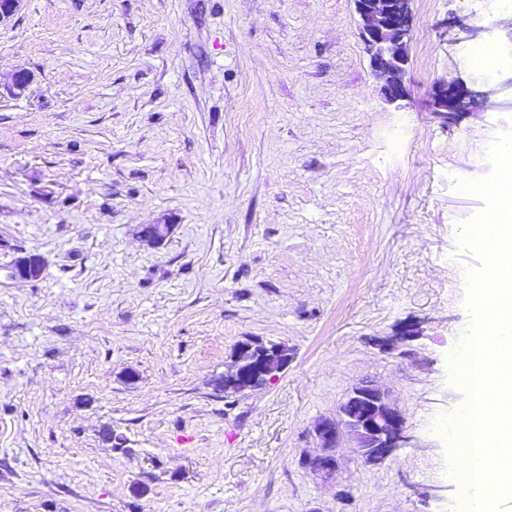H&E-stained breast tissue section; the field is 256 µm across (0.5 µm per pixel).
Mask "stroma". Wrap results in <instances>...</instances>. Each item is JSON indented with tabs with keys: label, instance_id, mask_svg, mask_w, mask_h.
Instances as JSON below:
<instances>
[{
	"label": "stroma",
	"instance_id": "1",
	"mask_svg": "<svg viewBox=\"0 0 512 512\" xmlns=\"http://www.w3.org/2000/svg\"><path fill=\"white\" fill-rule=\"evenodd\" d=\"M510 19L415 0L391 104L352 0H21L0 24V82L32 78L0 97V512H461L449 357L484 202L458 182L492 174L512 110L447 125L425 100L488 82L479 43L512 74V40L470 36ZM144 224L174 230L153 248ZM28 251L41 279H9ZM249 338L292 360L224 396ZM365 380L410 442L378 466L339 448L321 479L311 426Z\"/></svg>",
	"mask_w": 512,
	"mask_h": 512
}]
</instances>
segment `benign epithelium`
I'll use <instances>...</instances> for the list:
<instances>
[{"label":"benign epithelium","mask_w":512,"mask_h":512,"mask_svg":"<svg viewBox=\"0 0 512 512\" xmlns=\"http://www.w3.org/2000/svg\"><path fill=\"white\" fill-rule=\"evenodd\" d=\"M360 19V34L364 50L369 56L373 73L384 81L382 90L388 101L396 103L408 95L407 74L409 47L413 38L414 0H353ZM9 94L21 96L29 89V77L23 70L11 75L6 85ZM512 90V77L498 87L487 91L470 89L461 82L437 85L428 99L429 110L447 124L467 112L477 100ZM171 224H145L141 229L142 240L155 246L167 239ZM10 279L35 281L44 271L41 256L29 252L17 256L5 268ZM280 354L274 344L248 341L224 365V374L240 375L241 363H261L265 357ZM318 452L304 456L302 467L331 476L336 468V448L343 437H348L363 462L376 466L409 443L405 435L401 414L387 401L385 393L375 384L365 381L354 387L340 405L337 417L322 419L314 424Z\"/></svg>","instance_id":"benign-epithelium-1"}]
</instances>
